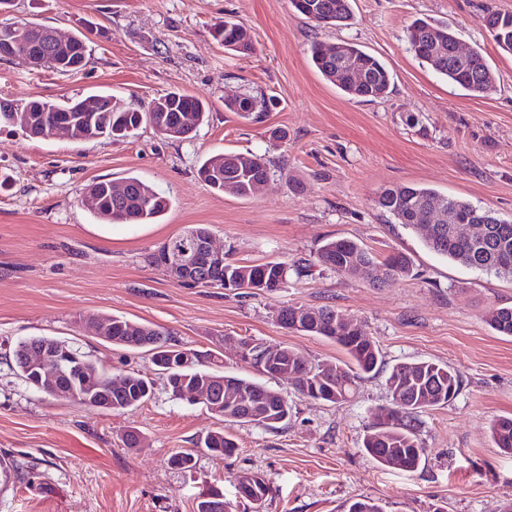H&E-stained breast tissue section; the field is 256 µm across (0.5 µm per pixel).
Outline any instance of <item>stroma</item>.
I'll return each instance as SVG.
<instances>
[{"label":"stroma","mask_w":512,"mask_h":512,"mask_svg":"<svg viewBox=\"0 0 512 512\" xmlns=\"http://www.w3.org/2000/svg\"><path fill=\"white\" fill-rule=\"evenodd\" d=\"M344 26H318L290 0H15L0 23L26 18L69 32L91 21L86 66L75 75L0 60V93L14 100L78 98L106 92L136 106L182 90L209 102L197 135L172 141L141 128L123 142L25 137L0 128V462L17 465L0 494V512H194L208 487L234 512H252L237 478L257 472L270 485L263 512H342L372 499L383 512H500L512 500V455L491 426L512 416V338L487 323L489 308L512 306V279L429 251L423 232L395 223L376 205L399 184L436 189L512 220V54L485 28L486 8L512 13V0H351ZM233 18L254 51L220 47L210 28ZM418 18L447 24L462 45L481 50L494 91L476 98L409 50L405 29ZM346 40L376 56L392 75L387 97L362 102L314 67L313 43ZM276 96L278 107L249 123L225 111L227 97ZM416 115L419 125L405 122ZM278 128L285 139L270 143ZM252 151L270 175L246 199L200 181L205 158ZM135 176L170 202L153 226L97 231L79 204L97 180ZM305 184L295 192L289 182ZM202 224L231 262H288V282L245 293L174 283L146 257L186 228ZM349 238L377 255L402 252L414 274L392 288L347 279L315 263L326 240ZM330 305L376 341L386 368L403 361L449 365L457 396L420 414L426 454L405 472L369 457L362 440L391 403L385 372L361 380L346 402L301 394L286 378H264L292 407L288 421L232 425L234 454L196 442L221 422L202 404L175 399L150 356L87 335L80 319L118 315L169 334L176 344L219 357L227 375L244 373L230 337L281 344L312 364L344 357L335 343L282 327L289 305ZM51 336L111 367L150 380L140 407L103 411L53 400L26 385L5 355L18 341ZM139 434L137 447L123 442ZM193 451L196 467L172 469Z\"/></svg>","instance_id":"1"}]
</instances>
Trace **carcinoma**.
Here are the masks:
<instances>
[{
	"mask_svg": "<svg viewBox=\"0 0 512 512\" xmlns=\"http://www.w3.org/2000/svg\"><path fill=\"white\" fill-rule=\"evenodd\" d=\"M292 6L317 25H345L351 19L350 0H291ZM486 26L496 45L512 53V14L488 11ZM49 26L19 19L0 26V38L14 45L15 60L32 68L49 69L60 73H77L87 63L90 40L79 31L67 37L64 44L53 40ZM214 38L227 51L249 55L254 51L250 33L231 18L215 27ZM409 50L421 62L431 66L448 81L460 86L475 97L495 89V76L481 51L473 49L467 58L456 57V34L448 26L418 19L406 30ZM40 52H48L51 61L31 62ZM312 61L318 72L353 98L373 101L388 94L391 77L375 56L358 45L341 41L335 45L316 43ZM275 99L264 93H242L224 101L226 110L244 120L256 121L270 110ZM164 112L168 132L163 137L173 140L189 139L205 122L209 107L200 98L185 92H170L152 100L143 109L131 108L114 96L98 92L77 100L53 102L31 98L19 102L0 97V127H15L29 138H44L45 132L61 126L69 139L82 142L106 137L114 141L132 137L152 117ZM269 160L252 152L219 153L206 158L198 169L199 178L210 189L225 195L247 198L257 184L268 178ZM110 182L94 181L80 197L81 207L95 218L117 224H154L169 209V201L151 185L138 177L123 180L125 190L113 194ZM377 206L396 223L415 228L422 223V211L436 212L439 223L433 234L424 239L427 248L449 260L478 270L512 278V221L449 198L437 191L413 185H398L382 190ZM481 224L485 236L470 242L450 233L455 224ZM319 266L345 278L366 280L378 287L400 283L412 273V261L404 253L394 252L383 258L372 249L354 240H329L317 251ZM213 277L231 283L236 290L272 291L287 281L288 264L269 261L260 264L227 263ZM287 319L283 327L291 329L299 322V331L319 336L338 345L348 356L329 368L312 366L297 351L285 345H269L274 355L268 362L256 358L243 359L248 367L261 375L272 376L284 371L288 381L298 391L314 401L340 404L354 393L357 382L380 371L383 365L380 351L373 339L358 329L354 319L331 306L316 309L292 305L279 311ZM486 321L501 336L512 337V307L491 308ZM85 332L104 338L118 348L145 349L151 357L181 353L182 348L168 342L152 327L110 316L101 321H84ZM59 340L49 336H33L18 342L9 350L12 369L28 381L27 367L45 350L58 346ZM65 361L67 369L61 374L56 389L61 398L78 401L90 408L106 411H126L150 399L153 385L134 373H121L122 387L106 384L114 374L97 361L69 344ZM198 364L196 368H178L165 376L172 396L191 390L200 382L213 389V396L222 399L220 407L211 413L224 419V426L210 431L202 444L208 451L230 455L237 448L231 425L237 422L264 424L270 418L288 420L291 406L282 393L264 386L250 376L225 375L211 369L215 360ZM387 384L392 396L391 409L395 416L371 427L364 435L363 448L383 466L397 463L400 469H418L427 448L418 437L416 416L424 409L444 405L459 392L462 380L448 366L425 361L401 362L389 370ZM496 447L512 454V417H501L491 427ZM269 486L263 476L238 489L240 496L252 504L266 500Z\"/></svg>",
	"mask_w": 512,
	"mask_h": 512,
	"instance_id": "cac0c4a2",
	"label": "carcinoma"
}]
</instances>
